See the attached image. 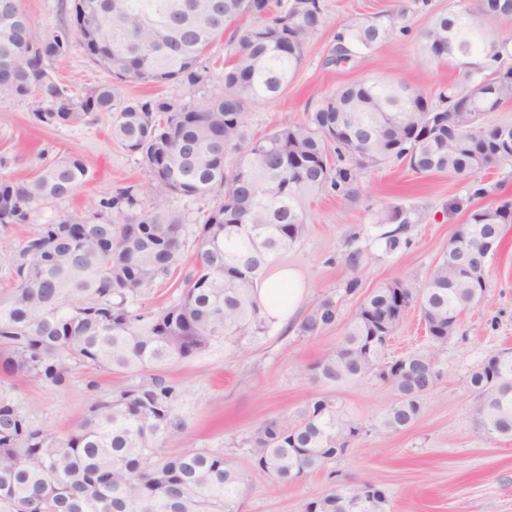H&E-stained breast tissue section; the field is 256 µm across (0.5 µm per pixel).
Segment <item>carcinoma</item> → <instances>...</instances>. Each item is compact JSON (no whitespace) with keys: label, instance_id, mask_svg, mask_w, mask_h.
Segmentation results:
<instances>
[{"label":"carcinoma","instance_id":"obj_1","mask_svg":"<svg viewBox=\"0 0 512 512\" xmlns=\"http://www.w3.org/2000/svg\"><path fill=\"white\" fill-rule=\"evenodd\" d=\"M61 10L110 80L79 95L56 82L51 69L69 56L70 37L36 29L21 0H0V99L39 94L34 117L48 126L109 115L112 138L148 174V201L136 185L118 188L85 218L42 225L18 250L15 283L0 296V371L58 385L66 356L77 366L154 375L94 402L63 438L31 428L0 390V512H235L245 481L230 459L197 448L156 459L161 441L179 428L176 387L158 372L214 342L251 344L267 334L258 284L304 236L318 192L350 197L364 173L390 160L417 174L459 176L512 164V123H482L485 113L512 103V49L500 37L502 25L512 24V0H480L476 12L458 0L423 31V55L461 75L442 105L366 80L338 88L305 121L263 135L248 132L244 109L275 98L299 71L324 23L323 0H69ZM405 13L348 17L327 63L376 49ZM243 17L254 23L237 24ZM230 27L237 42L224 58V90L197 104L195 94L211 80L208 52ZM131 83L172 85L182 94L128 98ZM87 174L72 151L28 180L1 178L0 225L36 222L40 202L70 197ZM206 197L213 205L200 218L195 262L175 285L178 297L157 310L133 307L141 290L177 268L187 216L173 200ZM386 221L396 225L381 234L393 254L409 244V220L394 208ZM506 224L512 203L475 209L424 286L396 279L373 289L336 351L311 367L314 378L334 387L374 374L393 393L379 430L413 426L439 377L437 349L484 298L485 284L470 271L486 266V242ZM411 305L430 345L390 358L381 337L396 334ZM336 318L335 301L325 297L304 316L299 335L316 336ZM469 387L475 427L512 438V353L492 354ZM361 432L339 402L315 397L297 423L270 419L247 444L255 466L288 485L344 455ZM364 487H338L304 512H386L387 490L375 483L365 496Z\"/></svg>","mask_w":512,"mask_h":512}]
</instances>
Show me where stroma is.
Here are the masks:
<instances>
[{
  "mask_svg": "<svg viewBox=\"0 0 512 512\" xmlns=\"http://www.w3.org/2000/svg\"><path fill=\"white\" fill-rule=\"evenodd\" d=\"M324 4L326 22L312 39L296 76L276 98L249 106L250 132L302 122L337 87L367 77L406 86L433 105L441 92L458 82L453 67L420 52L422 31L436 15L452 8L454 0H423L406 17L404 31L371 51L366 62L342 66L326 63L340 23L356 13L396 7L398 0H324ZM54 77L76 92L108 79L77 45L55 67ZM37 104L34 96L0 101V155L10 160L6 175L31 178L44 158L69 151L80 154L88 166L87 178L71 197L41 203L39 223L83 215L116 188L146 186L148 175L137 156L113 140L109 116L93 125L42 126L31 117ZM476 182L488 188V195H474ZM510 199V167L464 179L446 173L417 174L396 160L368 171L356 197L345 199L329 190L317 193L305 235L276 260L278 269L292 270L304 289L292 321L271 323L259 342L218 341L198 356L163 370V377L179 391L175 413L182 424L163 442V455L177 454L191 444L230 457L246 482L239 512H304L307 501L331 489L327 473L314 471L294 483L279 484L255 467L245 439L271 418L296 423L311 398L326 396L339 400L364 428L331 469L347 483L369 480L384 486L389 492L387 512H512V439L476 429L469 390L471 373L489 355L512 350V224L503 226L500 244L488 261L483 301L463 315L456 333L438 351L441 375L423 397V412L415 425L394 433L378 431V419L392 393L376 377L325 387L308 371L311 363L335 351L344 325L370 291L394 279L423 286L470 211ZM392 208L407 214L410 245L389 254L381 240L388 226L381 218ZM38 225H0L1 291L12 280L16 252ZM351 246L366 255L356 271L344 260ZM354 278L360 286L347 292L346 284ZM325 297L336 303L335 324L313 337L299 335L298 320ZM427 344L419 310L409 307L388 354L397 357ZM149 380L146 372L110 373L70 364L61 384L5 376L0 377V388L14 394L34 429L62 437L82 422L94 400L113 398Z\"/></svg>",
  "mask_w": 512,
  "mask_h": 512,
  "instance_id": "35a3bbf8",
  "label": "stroma"
}]
</instances>
